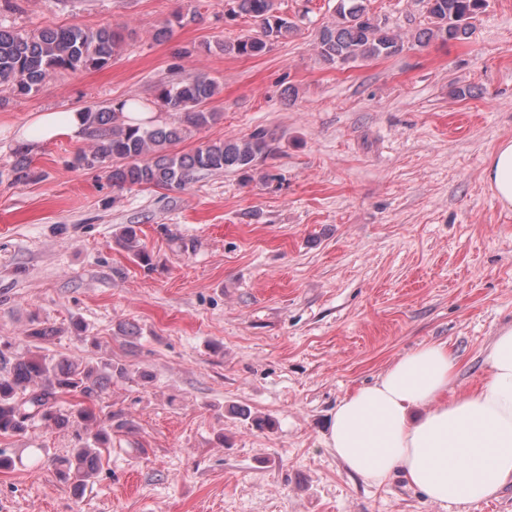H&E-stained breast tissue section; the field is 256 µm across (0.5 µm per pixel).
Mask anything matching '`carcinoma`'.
Here are the masks:
<instances>
[{
    "label": "carcinoma",
    "mask_w": 512,
    "mask_h": 512,
    "mask_svg": "<svg viewBox=\"0 0 512 512\" xmlns=\"http://www.w3.org/2000/svg\"><path fill=\"white\" fill-rule=\"evenodd\" d=\"M230 14L252 21L251 33L224 43V52L239 57L264 53L294 31L295 26L280 14L276 0H229ZM431 26L421 29L418 41L441 37L465 40L473 29L472 20L483 12L487 0H423ZM124 42L121 31L110 28L68 26L20 33L0 26V84L27 96L51 76L62 71L99 70L108 66ZM404 42L387 25L370 15L366 0H338L336 22L320 33L317 53L329 66H343L400 53ZM218 93L217 83L198 74L179 82L161 84L155 100L169 112V120L130 125L123 106L85 112L87 134L93 140L89 152L76 157L79 165L110 168L112 185L124 188L181 190L204 171L254 170L260 159L272 151L271 138L263 130L228 141L200 143L190 153L175 146L193 131L214 123L221 113L209 108ZM15 182L40 179L26 152L16 153L10 170ZM120 245L144 265L150 255L132 227L123 230ZM55 330L35 320L27 337L48 341ZM129 368L110 359L95 367L69 360L53 361L45 355L17 357L10 344L0 343V436H19L35 422L64 429L81 427L80 445L56 468L58 478L78 493L97 473L100 448L110 443L108 432L97 426L94 402L112 385V379L127 380ZM77 398L67 411L57 406L59 395Z\"/></svg>",
    "instance_id": "1"
}]
</instances>
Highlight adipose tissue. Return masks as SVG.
<instances>
[{
	"mask_svg": "<svg viewBox=\"0 0 512 512\" xmlns=\"http://www.w3.org/2000/svg\"><path fill=\"white\" fill-rule=\"evenodd\" d=\"M81 111L43 112L18 133L34 147L83 139ZM483 178L512 207V140L489 155ZM456 362L443 342L404 354L371 384L341 398L324 435L343 466L379 485L402 473L428 502L466 506L512 484V325L499 329L477 386L456 385Z\"/></svg>",
	"mask_w": 512,
	"mask_h": 512,
	"instance_id": "obj_1",
	"label": "adipose tissue"
}]
</instances>
